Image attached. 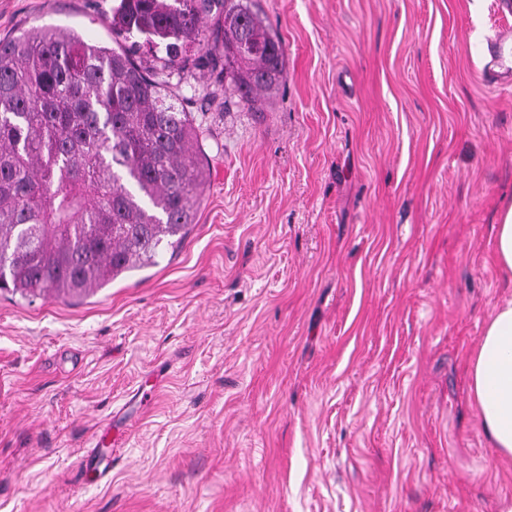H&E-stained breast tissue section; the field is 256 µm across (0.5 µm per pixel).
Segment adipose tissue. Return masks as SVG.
I'll use <instances>...</instances> for the list:
<instances>
[{
    "mask_svg": "<svg viewBox=\"0 0 512 512\" xmlns=\"http://www.w3.org/2000/svg\"><path fill=\"white\" fill-rule=\"evenodd\" d=\"M470 375L481 431L497 457L512 459V298L491 313Z\"/></svg>",
    "mask_w": 512,
    "mask_h": 512,
    "instance_id": "ef3b65f1",
    "label": "adipose tissue"
}]
</instances>
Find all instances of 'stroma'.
Wrapping results in <instances>:
<instances>
[{"instance_id": "1", "label": "stroma", "mask_w": 512, "mask_h": 512, "mask_svg": "<svg viewBox=\"0 0 512 512\" xmlns=\"http://www.w3.org/2000/svg\"><path fill=\"white\" fill-rule=\"evenodd\" d=\"M258 110L190 50L209 179L177 252L84 299L0 291V512H497L469 361L512 298L496 0H255ZM113 0H0V36L124 44ZM123 439L111 454L103 438ZM112 459L103 472L96 456ZM489 60L481 77L483 82L489 81L496 88L512 87V33L511 31L496 34L487 40ZM494 236L498 268L512 280V202L501 211Z\"/></svg>"}]
</instances>
